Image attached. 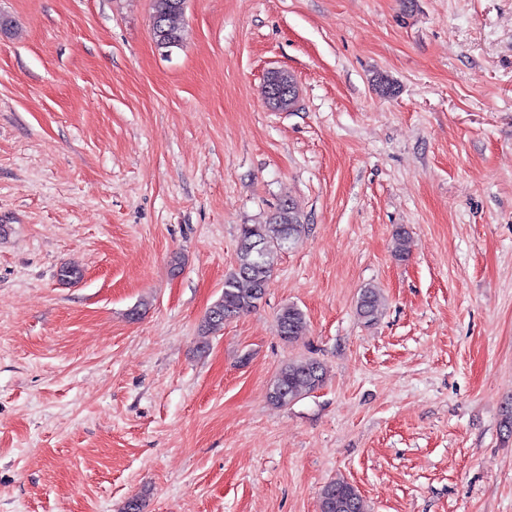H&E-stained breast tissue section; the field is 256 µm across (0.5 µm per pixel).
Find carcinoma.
<instances>
[{"label": "carcinoma", "instance_id": "obj_1", "mask_svg": "<svg viewBox=\"0 0 512 512\" xmlns=\"http://www.w3.org/2000/svg\"><path fill=\"white\" fill-rule=\"evenodd\" d=\"M185 0H152V10L163 17L164 29L155 37L156 45L167 51L181 43L177 18ZM304 232V224L292 201L283 202L264 224L240 225L237 266L224 278V292L207 311L201 325L208 335L224 323L256 310L267 294L278 253L292 247ZM258 240L264 249L253 255L248 244ZM409 232L403 227L394 234V256L407 255ZM383 311L382 290L370 284L362 289L356 304L359 319L370 325ZM277 327L282 340L291 342L301 336L306 327L303 311L295 305L282 307L277 314ZM326 368L315 358L292 360L284 364L268 389V401L277 407H288L321 388L326 380ZM319 512H364L359 491L343 478L326 483L320 493Z\"/></svg>", "mask_w": 512, "mask_h": 512}]
</instances>
